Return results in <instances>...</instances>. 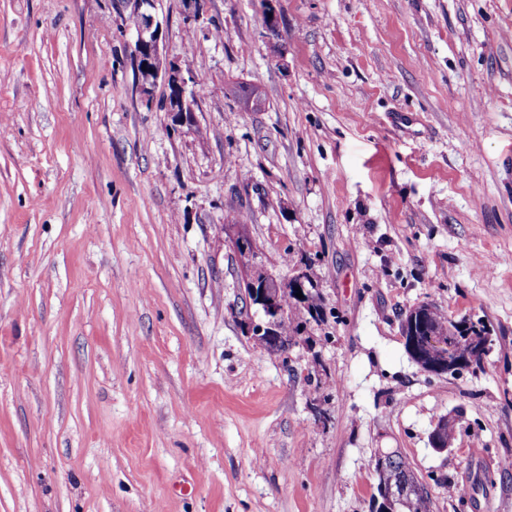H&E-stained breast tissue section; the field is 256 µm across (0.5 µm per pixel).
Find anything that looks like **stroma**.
<instances>
[{"label": "stroma", "mask_w": 512, "mask_h": 512, "mask_svg": "<svg viewBox=\"0 0 512 512\" xmlns=\"http://www.w3.org/2000/svg\"><path fill=\"white\" fill-rule=\"evenodd\" d=\"M205 9L157 0L183 120L125 0H0V512H370L382 450L512 512V0ZM257 268L322 306L283 353ZM425 303L479 369L410 358ZM133 7L135 36L132 43V56L135 68L139 62L149 65L155 75V83L162 77L170 89V112L187 118L190 115V101L196 95V82L189 69L185 77L180 68H166L160 53L161 22L155 14L156 0H128ZM405 323L408 336H411L412 331L417 336L414 347L427 363L441 364L446 358L455 359L456 361L448 360V370L455 372L465 369L466 366L481 367L487 351L485 342L489 343L481 321L475 323L469 319L455 320L430 305L418 310L414 317L408 312L403 319L402 328ZM425 336H435L444 346L426 348Z\"/></svg>", "instance_id": "stroma-1"}]
</instances>
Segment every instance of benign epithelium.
<instances>
[{
    "mask_svg": "<svg viewBox=\"0 0 512 512\" xmlns=\"http://www.w3.org/2000/svg\"><path fill=\"white\" fill-rule=\"evenodd\" d=\"M133 7L135 36L132 43L134 64L143 63L151 67L155 79L165 78L170 89V111L178 115H190V101L196 95V82L192 75H184L180 68H166L160 53L161 22L155 14L156 0H128ZM306 273L295 272L288 282L257 272L247 283L246 291L252 304L263 313V320L252 322L249 333L264 342L278 338V325L285 316L282 294L289 287L302 288Z\"/></svg>",
    "mask_w": 512,
    "mask_h": 512,
    "instance_id": "obj_1",
    "label": "benign epithelium"
}]
</instances>
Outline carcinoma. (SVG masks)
I'll use <instances>...</instances> for the list:
<instances>
[{
  "label": "carcinoma",
  "instance_id": "1",
  "mask_svg": "<svg viewBox=\"0 0 512 512\" xmlns=\"http://www.w3.org/2000/svg\"><path fill=\"white\" fill-rule=\"evenodd\" d=\"M403 322L408 331L417 336L414 347L426 362L440 364L445 359L465 362L466 366L479 368L486 354V331L482 322L469 319L455 320L434 306L421 309L416 314H406ZM427 336H434L443 346L428 347ZM377 484L392 482L407 489L404 503L397 512H431V499L414 472L395 451L385 454V465L376 469Z\"/></svg>",
  "mask_w": 512,
  "mask_h": 512
}]
</instances>
